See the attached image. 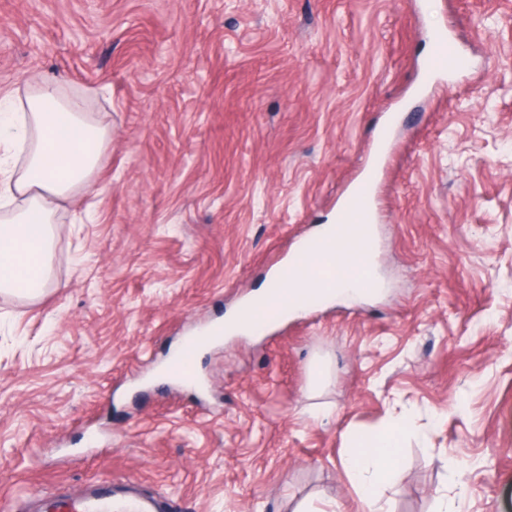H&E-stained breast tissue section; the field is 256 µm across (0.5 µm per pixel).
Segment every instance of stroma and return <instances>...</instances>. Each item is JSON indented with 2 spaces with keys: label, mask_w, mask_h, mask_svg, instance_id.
<instances>
[{
  "label": "stroma",
  "mask_w": 512,
  "mask_h": 512,
  "mask_svg": "<svg viewBox=\"0 0 512 512\" xmlns=\"http://www.w3.org/2000/svg\"><path fill=\"white\" fill-rule=\"evenodd\" d=\"M446 28L472 69L421 86ZM112 129L55 213L51 291L0 293V512L120 480L161 512H512V0H0V87ZM399 115L396 124L387 113ZM376 165L382 286L159 370L238 313ZM213 336L212 333L203 332L189 336L185 341V350L182 355L173 360L170 365L172 376L183 381H193L192 360L194 353ZM393 457V448H375L370 445L352 448L346 466L359 478L363 512H386L381 505L377 487L381 483L395 481L398 474Z\"/></svg>",
  "instance_id": "1"
}]
</instances>
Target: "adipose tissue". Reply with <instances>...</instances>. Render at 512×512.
Segmentation results:
<instances>
[{"mask_svg":"<svg viewBox=\"0 0 512 512\" xmlns=\"http://www.w3.org/2000/svg\"><path fill=\"white\" fill-rule=\"evenodd\" d=\"M28 84L23 100L0 91V293L38 300L52 286L55 211L75 191L95 193L94 174L112 130L92 116L85 95L36 77ZM20 195L25 204L18 208ZM373 232L369 224L318 228V236L331 241L328 256L351 271L349 279H331L337 297H358L365 287L361 273L370 261ZM346 466L360 481L363 512H385L377 487L397 477L393 449L354 448Z\"/></svg>","mask_w":512,"mask_h":512,"instance_id":"adipose-tissue-1","label":"adipose tissue"}]
</instances>
